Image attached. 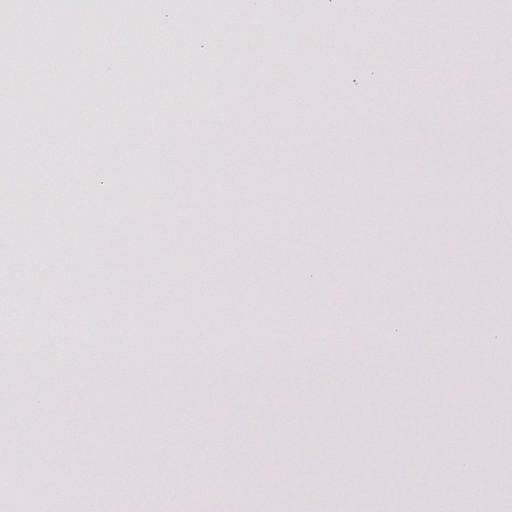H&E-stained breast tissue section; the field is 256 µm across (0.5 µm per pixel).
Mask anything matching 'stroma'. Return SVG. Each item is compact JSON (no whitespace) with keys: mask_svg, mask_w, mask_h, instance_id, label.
<instances>
[{"mask_svg":"<svg viewBox=\"0 0 512 512\" xmlns=\"http://www.w3.org/2000/svg\"><path fill=\"white\" fill-rule=\"evenodd\" d=\"M252 10L224 0L184 12L193 36L175 53L110 7L91 65L59 71L84 41L77 20L34 73L9 41L36 40L61 14L20 26L0 0V200L27 199L15 171L70 187L61 223L27 208L37 236L14 239L0 220V289L13 291L0 330L25 333L24 305L44 294L72 308L83 338L57 346L48 313L36 350L83 368L79 387L0 367L42 389L36 409L0 395V469L41 435L42 478L28 484L40 512H61L71 490L95 512L131 497L180 512L173 475L188 457L205 465L195 512H306L331 495L341 512H458L476 478L508 474L512 314L498 300L512 291V0L488 16L457 0L387 10L402 40L383 69L355 0L267 11L246 46L260 68L230 81L235 22ZM347 28L346 63L326 37ZM193 52L206 82L186 74ZM302 56L317 78L286 90ZM85 72L99 77L96 96ZM361 77L365 96L348 98ZM147 173L172 198L140 200ZM234 235L243 246L225 248ZM155 303L177 349L128 332ZM356 304L354 320L344 310ZM467 349L484 368L457 359ZM235 446L260 449L255 467L229 468Z\"/></svg>","mask_w":512,"mask_h":512,"instance_id":"1","label":"stroma"}]
</instances>
